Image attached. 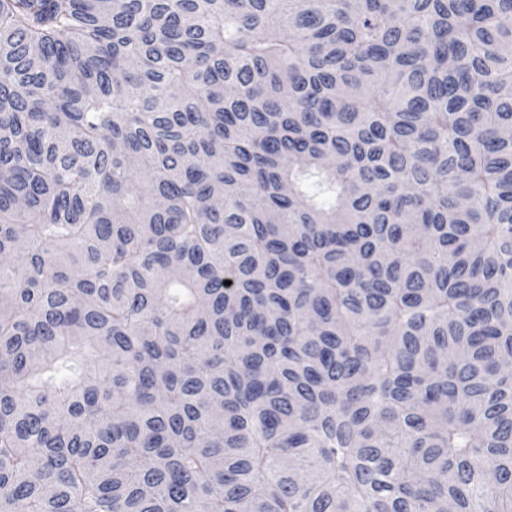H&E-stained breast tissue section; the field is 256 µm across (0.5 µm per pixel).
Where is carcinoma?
Listing matches in <instances>:
<instances>
[{"label": "carcinoma", "mask_w": 512, "mask_h": 512, "mask_svg": "<svg viewBox=\"0 0 512 512\" xmlns=\"http://www.w3.org/2000/svg\"><path fill=\"white\" fill-rule=\"evenodd\" d=\"M512 0H0V512H512Z\"/></svg>", "instance_id": "carcinoma-1"}]
</instances>
